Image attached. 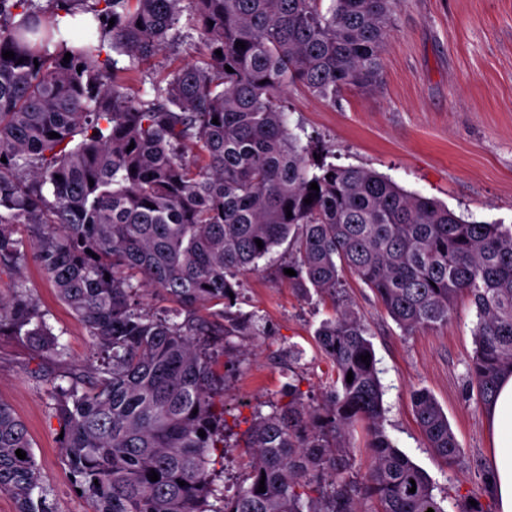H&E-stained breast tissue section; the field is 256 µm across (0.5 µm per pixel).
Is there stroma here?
Masks as SVG:
<instances>
[{"mask_svg":"<svg viewBox=\"0 0 512 512\" xmlns=\"http://www.w3.org/2000/svg\"><path fill=\"white\" fill-rule=\"evenodd\" d=\"M178 28L183 41L146 64L152 77L162 78L198 55V35L188 16H181ZM285 98L290 130L317 156L375 170L456 214L512 226V0H401L384 44L377 90H345L330 102L292 85ZM288 261L284 247L273 248L259 272L244 279L238 307L256 312L267 333L233 338L219 359L230 367L224 436L231 446L213 478L228 495L246 475L244 451L233 441L254 408L287 402L292 384L316 398L331 387L330 365L314 341L316 328L331 314L330 302L293 288L280 274ZM20 280L66 357L59 363L17 337L0 336V400L27 426L55 512H91L62 455L44 376H64L72 367L95 363L94 350L86 328L58 299L34 257L18 269H0V294L11 295ZM343 284L345 299L369 329L384 389L387 436L428 473L445 512H456L461 496L483 497L482 474L493 444L484 407L467 376L474 350L473 306L458 298L448 323L406 335L364 283L347 273ZM291 345L303 351L293 377L286 356ZM419 389L429 391L447 414L465 453L464 469L445 465L428 447L410 402L411 392Z\"/></svg>","mask_w":512,"mask_h":512,"instance_id":"35a3bbf8","label":"stroma"}]
</instances>
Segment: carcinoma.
Instances as JSON below:
<instances>
[{"label": "carcinoma", "instance_id": "cac0c4a2", "mask_svg": "<svg viewBox=\"0 0 512 512\" xmlns=\"http://www.w3.org/2000/svg\"><path fill=\"white\" fill-rule=\"evenodd\" d=\"M183 2L200 57L151 81L148 97L131 94L129 83L146 82L143 66L179 39ZM322 2L0 0V268L26 258L15 225H28L40 266L96 350L97 364L71 370L68 386L47 378L65 460L94 512H360L365 500L375 512H445L428 474L385 433L368 330L342 297L345 270L406 334L448 322L467 296L480 401L512 375V228L466 220L376 171L317 160L287 127L290 84L334 101L381 83L399 0ZM61 11L93 13L98 38L68 45ZM185 148L203 164L185 163ZM284 243L288 280L332 302L315 342L333 389L314 404L290 384L288 402L253 411L239 439L247 476L229 497L208 470L225 420L207 338L260 334L230 294ZM144 286L174 307L145 308ZM6 332L57 362L66 355L21 282L0 295ZM411 404L428 447L461 465L430 392L413 391ZM358 425L374 456L363 477L350 443ZM0 492L16 512H54L27 427L1 401Z\"/></svg>", "mask_w": 512, "mask_h": 512}]
</instances>
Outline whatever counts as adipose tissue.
I'll return each mask as SVG.
<instances>
[{"label":"adipose tissue","mask_w":512,"mask_h":512,"mask_svg":"<svg viewBox=\"0 0 512 512\" xmlns=\"http://www.w3.org/2000/svg\"><path fill=\"white\" fill-rule=\"evenodd\" d=\"M486 412L493 441V500L497 512H512V375L501 381L498 395Z\"/></svg>","instance_id":"ef3b65f1"}]
</instances>
